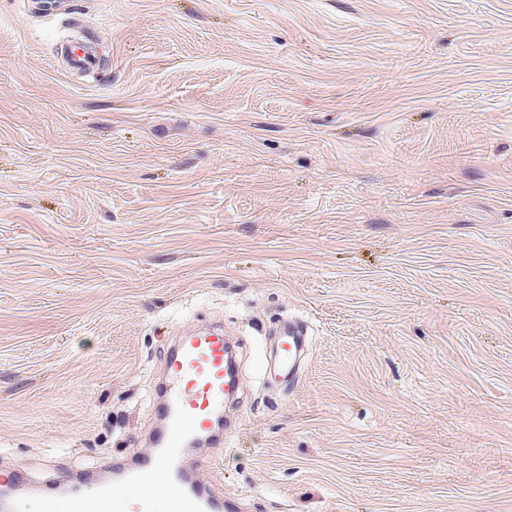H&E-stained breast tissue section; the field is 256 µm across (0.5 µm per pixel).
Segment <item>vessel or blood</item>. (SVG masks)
Segmentation results:
<instances>
[{
	"label": "vessel or blood",
	"instance_id": "b4317fda",
	"mask_svg": "<svg viewBox=\"0 0 512 512\" xmlns=\"http://www.w3.org/2000/svg\"><path fill=\"white\" fill-rule=\"evenodd\" d=\"M70 69L99 70L97 55L86 48L66 47ZM311 341L309 327L288 320L267 365L275 381H297ZM165 416L157 433L155 451L129 468L119 480L97 483L92 492L68 496L66 512H143L140 500L128 488L162 485L167 491L168 512H213L210 499L194 492L181 479L175 462L186 443L208 433L236 387V378L224 333L208 329L180 339L166 361Z\"/></svg>",
	"mask_w": 512,
	"mask_h": 512
}]
</instances>
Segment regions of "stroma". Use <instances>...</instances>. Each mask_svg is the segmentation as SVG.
<instances>
[{"instance_id": "1", "label": "stroma", "mask_w": 512, "mask_h": 512, "mask_svg": "<svg viewBox=\"0 0 512 512\" xmlns=\"http://www.w3.org/2000/svg\"><path fill=\"white\" fill-rule=\"evenodd\" d=\"M212 321L209 496L512 512V0H0V476L32 503L142 459ZM68 67L79 72H94L100 68L97 55L87 48L65 46ZM279 336L267 369L272 380L288 381L290 385L298 380L301 363L311 341V332L305 323L288 319L281 325Z\"/></svg>"}]
</instances>
